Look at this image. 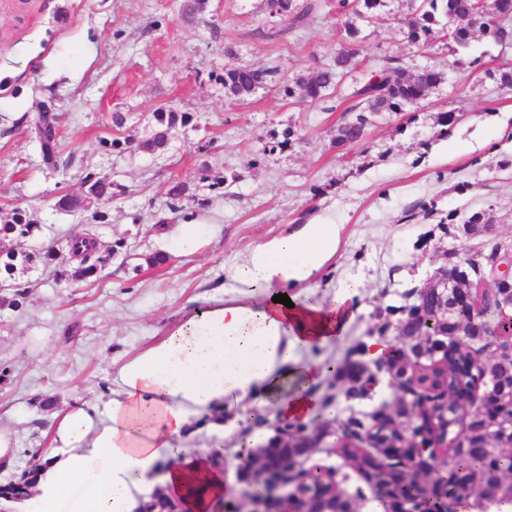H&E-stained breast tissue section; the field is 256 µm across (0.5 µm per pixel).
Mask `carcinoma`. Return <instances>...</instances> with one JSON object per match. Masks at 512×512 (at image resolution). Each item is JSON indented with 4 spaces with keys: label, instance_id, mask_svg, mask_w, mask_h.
<instances>
[{
    "label": "carcinoma",
    "instance_id": "1",
    "mask_svg": "<svg viewBox=\"0 0 512 512\" xmlns=\"http://www.w3.org/2000/svg\"><path fill=\"white\" fill-rule=\"evenodd\" d=\"M387 0H338L336 4L337 24L346 39L356 44L364 40L363 26L373 23L380 17ZM278 12L285 26L264 36H279L298 27L304 18L312 13L316 4L308 3L298 9L295 0H277ZM410 18L407 22V40L418 47L429 46L435 35L441 34L453 43L452 51L456 55L466 54L476 34H482L496 43H507L512 40V0H485L483 9L472 7L471 0H408ZM360 69L357 51L353 48H342L336 51L331 64L312 76H299L283 82L284 92L292 97L300 94L301 98L310 102L327 98L328 92L336 89L347 77H353V86L348 98L354 104L347 111L355 113V119L344 122L338 128L337 146L351 145L361 142L366 136L364 113L402 112L409 104L427 99L440 85L445 83V73L428 68L409 73L408 68L400 59H389L383 65L356 75ZM278 70L263 68L254 64L235 67L224 73V91L236 102L246 100L256 89L267 83L276 82ZM191 117L186 112H177L159 108L153 113V121L149 126V135L142 147L150 152L164 151L178 127L189 123ZM34 127L40 141L43 157L46 162L53 158L57 116L51 112H40L34 118ZM88 194L97 198L112 197V181L103 175L95 179L88 188ZM39 226L26 219L22 212H17L9 224H0V239L12 236L15 240L31 239ZM96 239L80 236L72 239L69 248L73 251L84 250L79 267L73 270H60V277L73 282L85 281L98 272L99 260L91 259L96 253ZM4 275L0 277V289H9L6 275L15 268V261L25 264L40 262L44 265L54 264L59 260V252L53 247L42 248L32 252H16L0 250ZM472 288H481L483 292L474 293L475 302H464L458 299L455 289H448V298H437L429 301L416 300L407 308H389L392 315L398 311H408L412 321L406 323L397 320L393 323L385 321L378 327L379 337L386 338V333L394 331L391 338L401 348L410 345L413 339L438 337L460 332L467 336V341L474 345L487 346L498 338L512 336V317L502 314L499 301L491 298L490 286L482 282L484 266L466 260ZM334 379L342 383L340 394L345 401L362 398L366 384L371 380L372 373L360 361L346 360L334 369ZM449 374L459 385L470 384V375L453 367H445L444 362L425 369L419 376L424 383H434L443 374ZM481 376L487 379L484 395L490 401L499 403L502 422L512 423V362L490 360L480 369ZM415 375L406 364H393L387 369V376L393 380L394 386L411 379ZM467 431L469 444L468 453L459 455L454 449H448L447 458L454 467L451 474V492L458 499L484 497L492 493L506 478L512 474V454L500 453L493 463L486 461V448L490 440L484 421L470 419L463 424ZM368 431L364 421L348 419L343 433L337 435L336 445L341 454L359 460V465L367 468L374 479L383 476L382 465L362 449L352 447L353 441L348 434L360 435ZM28 477L11 480L0 485V498L5 500L19 499L27 494L34 470L27 469Z\"/></svg>",
    "mask_w": 512,
    "mask_h": 512
}]
</instances>
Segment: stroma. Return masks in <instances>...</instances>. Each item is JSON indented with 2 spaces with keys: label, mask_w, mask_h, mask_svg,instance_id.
<instances>
[{
  "label": "stroma",
  "mask_w": 512,
  "mask_h": 512,
  "mask_svg": "<svg viewBox=\"0 0 512 512\" xmlns=\"http://www.w3.org/2000/svg\"><path fill=\"white\" fill-rule=\"evenodd\" d=\"M185 0H0V224L23 211L41 225L15 250L52 245L66 251L75 232L92 234L105 251L97 277L73 283L53 269L17 267L19 309L0 308V424L15 431L17 451L0 482L48 447L44 418L72 391L107 400L112 372L166 336L194 301L223 296L229 271L251 245L312 222L340 227L335 253L316 275L324 305L355 279L354 312L344 339L314 348L313 358L340 362L367 340L378 310L408 306L438 267L473 249L512 242V93L497 77L512 67V48L476 37L470 54L444 40L420 49L406 38V0H388L359 46L363 68L398 58L445 72L446 82L404 112L371 116L366 139L339 147L349 84L323 102H306L267 85L246 101L227 102L226 70L259 64L279 77L307 76L344 41L336 12L325 6L299 27L265 37L273 21L266 0H205L193 19ZM58 118L56 165L43 159L32 119L41 107ZM190 113L191 123L160 156L140 151L153 111ZM456 120L440 135L436 115ZM126 122L115 126L113 113ZM291 148H277L285 130ZM132 142L127 151L113 139ZM225 177L222 188L201 180ZM112 180L111 197L86 209L58 207L84 194L91 179ZM185 195L169 209L171 182ZM483 212L492 233L446 230L450 214ZM162 253L165 264L151 266ZM316 414L306 432L318 446L300 469L333 466L355 493L362 479L331 448L351 413L396 408L395 391L348 407L340 386L313 387ZM51 408H43L48 394Z\"/></svg>",
  "instance_id": "35a3bbf8"
}]
</instances>
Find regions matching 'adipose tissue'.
<instances>
[{
	"mask_svg": "<svg viewBox=\"0 0 512 512\" xmlns=\"http://www.w3.org/2000/svg\"><path fill=\"white\" fill-rule=\"evenodd\" d=\"M338 237V225L312 223L251 247L231 270L234 298L191 307L120 365L108 401L75 393L52 415L32 495L0 499V512H139L159 488L187 512H211L227 477L207 457L188 455L183 437L194 417L214 409L234 411L233 431L249 428V409L270 402L292 421L313 414L312 387L326 368L304 353L342 337L358 283H342L327 307L300 291ZM284 293L291 305L274 302Z\"/></svg>",
	"mask_w": 512,
	"mask_h": 512,
	"instance_id": "adipose-tissue-1",
	"label": "adipose tissue"
}]
</instances>
